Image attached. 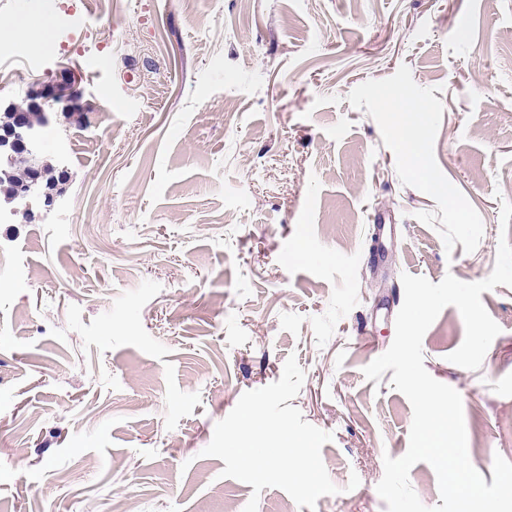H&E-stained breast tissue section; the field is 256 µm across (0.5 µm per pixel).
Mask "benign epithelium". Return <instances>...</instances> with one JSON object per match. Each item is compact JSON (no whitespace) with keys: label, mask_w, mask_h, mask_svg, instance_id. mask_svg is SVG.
<instances>
[{"label":"benign epithelium","mask_w":512,"mask_h":512,"mask_svg":"<svg viewBox=\"0 0 512 512\" xmlns=\"http://www.w3.org/2000/svg\"><path fill=\"white\" fill-rule=\"evenodd\" d=\"M74 81L68 79L64 82L43 83L40 91L29 98L28 108L45 112L55 105L64 103L71 111H78L79 97L73 90ZM0 179H6L12 175L14 165L21 160L27 166L31 183H20L13 186L11 196L6 201L21 194L26 188L31 187L45 194L48 202L54 201L53 191L56 184L44 186L48 176V163L43 158L39 146V136L29 126L22 110L4 112L0 114Z\"/></svg>","instance_id":"7a95c632"}]
</instances>
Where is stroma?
Segmentation results:
<instances>
[{
	"instance_id": "35a3bbf8",
	"label": "stroma",
	"mask_w": 512,
	"mask_h": 512,
	"mask_svg": "<svg viewBox=\"0 0 512 512\" xmlns=\"http://www.w3.org/2000/svg\"><path fill=\"white\" fill-rule=\"evenodd\" d=\"M27 13L52 24L42 55L0 57V112L72 70L89 112L45 131L62 195L0 221V512H243L252 486L203 450L292 355L338 491L266 488L258 512H386L413 411L363 369L401 276L479 281L512 241V0H0V35ZM386 97L424 106L444 192ZM481 300L501 332L479 370L448 360L455 307L422 351L489 483L512 462V287ZM396 113V133L402 147V157L411 166L425 170L430 187L441 190L440 183L427 169L425 158L420 149L424 108L421 105L407 104L403 111Z\"/></svg>"
}]
</instances>
